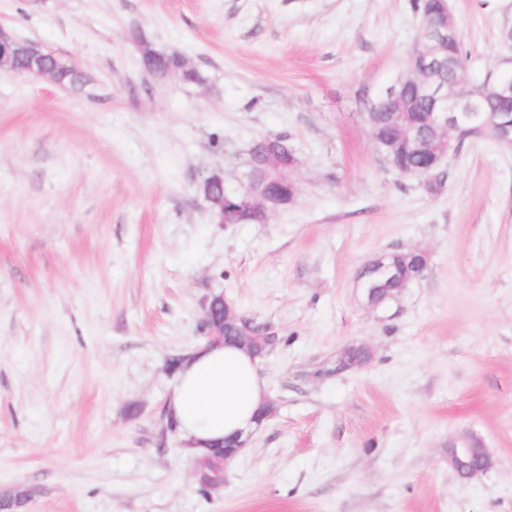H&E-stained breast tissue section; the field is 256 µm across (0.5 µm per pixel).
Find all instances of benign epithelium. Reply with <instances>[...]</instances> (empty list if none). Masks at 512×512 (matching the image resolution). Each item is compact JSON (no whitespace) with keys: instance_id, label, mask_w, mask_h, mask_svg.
I'll return each mask as SVG.
<instances>
[{"instance_id":"benign-epithelium-1","label":"benign epithelium","mask_w":512,"mask_h":512,"mask_svg":"<svg viewBox=\"0 0 512 512\" xmlns=\"http://www.w3.org/2000/svg\"><path fill=\"white\" fill-rule=\"evenodd\" d=\"M455 27L452 12L448 10L447 2H441V8L436 11L428 24L421 27L420 48L411 55L407 69L416 79H427L429 72L434 68L433 59L436 46L448 39V32ZM31 59L25 74L32 77L50 79L54 84H60L53 69L46 63V59L55 57V54L44 47L32 42L25 48ZM19 50L17 40L4 28L0 27V68L16 58ZM435 107L430 117V126L435 131L432 139L424 140L413 136L411 129L402 125L400 120L393 119L395 141L400 143L412 142L417 150L432 157V164L439 166L448 156L451 147V132L458 127L480 119L468 104L467 95L456 89L455 84L444 82L434 91ZM250 163L258 164L263 168L264 177L259 182H252L239 191L238 206L243 210H255L263 218H268L270 212L279 209L291 202V199L281 195L279 189L287 185L295 188V184L288 178L287 171L296 166L297 160L293 157L288 160L273 157H256ZM237 326L238 336L234 337L237 344L255 356H263L265 351L271 349L276 343L275 333L268 326L262 327V332L256 333L252 329V321L239 314L235 308L224 300L221 294H214L202 304L201 329L207 345H222L225 341L224 326ZM245 447L241 441L222 440L214 443L213 452L221 453V461L228 464ZM471 460L466 475H479L481 469L488 462L490 455L485 448L452 447L448 449V461L455 467L462 463V457Z\"/></svg>"}]
</instances>
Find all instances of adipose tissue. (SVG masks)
<instances>
[{
	"mask_svg": "<svg viewBox=\"0 0 512 512\" xmlns=\"http://www.w3.org/2000/svg\"><path fill=\"white\" fill-rule=\"evenodd\" d=\"M257 360L245 350L199 347L179 370L170 399L186 453L198 455L206 443L246 433L265 400Z\"/></svg>",
	"mask_w": 512,
	"mask_h": 512,
	"instance_id": "1",
	"label": "adipose tissue"
}]
</instances>
